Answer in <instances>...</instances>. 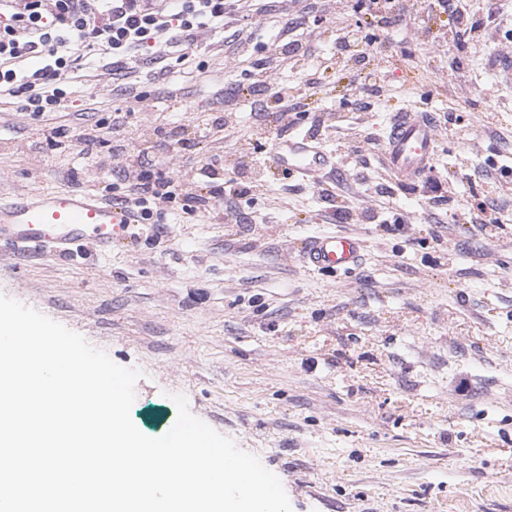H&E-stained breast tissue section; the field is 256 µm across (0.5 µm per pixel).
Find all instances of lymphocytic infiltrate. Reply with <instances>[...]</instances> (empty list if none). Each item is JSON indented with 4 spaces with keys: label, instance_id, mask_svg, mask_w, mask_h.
<instances>
[{
    "label": "lymphocytic infiltrate",
    "instance_id": "1",
    "mask_svg": "<svg viewBox=\"0 0 512 512\" xmlns=\"http://www.w3.org/2000/svg\"><path fill=\"white\" fill-rule=\"evenodd\" d=\"M231 15L252 18L246 0H0V100H21L23 110L36 116L55 111L61 84L75 78L80 58L111 57L117 71L146 53H181L193 49L200 33L223 30ZM198 174L215 186L211 196H192L194 210H207L211 197L220 196L226 222L241 223L236 202L250 184L216 182L211 162ZM175 196L173 178L129 166L112 200L146 221L156 201Z\"/></svg>",
    "mask_w": 512,
    "mask_h": 512
}]
</instances>
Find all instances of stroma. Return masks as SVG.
<instances>
[{
	"instance_id": "35a3bbf8",
	"label": "stroma",
	"mask_w": 512,
	"mask_h": 512,
	"mask_svg": "<svg viewBox=\"0 0 512 512\" xmlns=\"http://www.w3.org/2000/svg\"><path fill=\"white\" fill-rule=\"evenodd\" d=\"M308 2L256 0L259 24L200 33L183 62L139 60L128 75L86 64L38 118L0 102L6 196L66 188L108 200L127 164L165 169V141L192 140L155 223L69 260L0 245V294L140 369L131 417L145 435L168 432L171 397L185 395L194 416L280 479L292 512H512V205L495 224L445 219L477 209L491 193L481 169L512 158V91L489 70L512 22L462 35L448 15L409 7L400 25L365 30L332 0L309 14ZM287 36L300 50L284 61ZM341 36L380 62L388 90L370 111L354 110L361 69L338 51ZM232 52L241 65L228 73ZM263 66L278 83L251 92ZM296 100L307 115L294 114ZM264 107L282 121L265 123ZM408 107L441 128L443 202L381 165L390 117ZM292 129L332 155L324 179L341 184L348 222L327 217L319 185L272 169L270 143ZM367 136L369 161L353 167L343 145ZM244 154L248 223H225L220 200L186 213V195L209 190L198 168L217 159L228 179ZM376 191L404 225L366 223L362 202ZM322 234L362 239L353 272L305 266L301 246Z\"/></svg>"
}]
</instances>
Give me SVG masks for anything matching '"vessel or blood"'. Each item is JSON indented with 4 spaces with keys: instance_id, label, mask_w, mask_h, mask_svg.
Returning <instances> with one entry per match:
<instances>
[{
    "instance_id": "obj_1",
    "label": "vessel or blood",
    "mask_w": 512,
    "mask_h": 512,
    "mask_svg": "<svg viewBox=\"0 0 512 512\" xmlns=\"http://www.w3.org/2000/svg\"><path fill=\"white\" fill-rule=\"evenodd\" d=\"M490 70L499 89H512V52H495ZM437 144V131L427 118L417 112H400L391 122L382 152L394 175L410 184L434 165ZM270 158L278 173L312 181L332 164L311 136L296 130L272 141ZM135 221L132 209L91 193L57 190L34 197H0V241L57 257L74 253L87 242L99 250H111ZM362 247L355 236L319 235L306 241L302 258L310 268L346 273L356 268Z\"/></svg>"
}]
</instances>
